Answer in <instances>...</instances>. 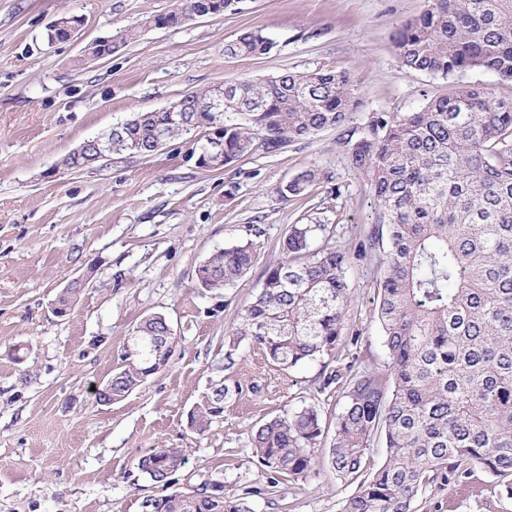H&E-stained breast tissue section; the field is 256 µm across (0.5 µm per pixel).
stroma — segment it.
<instances>
[{
    "instance_id": "obj_1",
    "label": "stroma",
    "mask_w": 512,
    "mask_h": 512,
    "mask_svg": "<svg viewBox=\"0 0 512 512\" xmlns=\"http://www.w3.org/2000/svg\"><path fill=\"white\" fill-rule=\"evenodd\" d=\"M181 0H0V512H141L161 489L136 469L151 449H182L170 491L220 482L254 493L255 512H340L355 487L328 465L326 433L305 479L269 487L252 438L285 409L316 405L333 419L341 383L324 385L321 362L283 372L243 340L225 369L228 336L282 257L291 224L308 210L335 225L354 249L376 220L372 194L342 143L376 112H413L456 87L494 90L512 100V82L483 70L450 79L406 69L394 48L401 24L423 0H237L232 11L176 28L141 27ZM64 14L83 19L71 40L47 44ZM137 39L76 68L84 46L115 29ZM248 30L271 38L266 55L228 57L225 42ZM320 67L346 70L359 104L345 127L256 150L220 170L198 167L192 141L177 138L150 157L66 172L60 159L132 113L169 106L184 94L244 78ZM306 169L325 180L306 196L278 190ZM255 239L258 256L220 291L201 288L197 269L213 253ZM351 337L331 370L381 369L388 362L375 321V259L351 258ZM84 289L65 316L54 312L72 281ZM165 316L177 338L168 367L125 399L104 404L94 388L121 366L132 328ZM241 394L205 433L190 425L203 398L228 380ZM415 512H512L496 479L432 488Z\"/></svg>"
}]
</instances>
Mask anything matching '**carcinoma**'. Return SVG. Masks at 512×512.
Returning a JSON list of instances; mask_svg holds the SVG:
<instances>
[{"instance_id": "obj_1", "label": "carcinoma", "mask_w": 512, "mask_h": 512, "mask_svg": "<svg viewBox=\"0 0 512 512\" xmlns=\"http://www.w3.org/2000/svg\"><path fill=\"white\" fill-rule=\"evenodd\" d=\"M235 0H183L180 9L144 24L179 27L194 15H217ZM135 27L97 39L76 59L112 55L135 39ZM401 64L413 71L449 78L483 69L512 81V0H424L418 15L394 37ZM274 42L258 30L224 43L226 56L271 52ZM224 111L241 121L224 126V165L262 146L274 153L287 141L302 140L343 125L358 105V82L348 71L319 68L224 85ZM211 87L182 97L178 121L170 112H136L112 128L114 160L150 157L164 141L184 131L208 128L209 113L195 104ZM351 164L372 192L377 221L358 255L374 254L376 321L389 362L380 372H350L343 404L334 421L330 465L336 477L357 488L341 512H414L430 486L472 480L476 470L495 478L512 498V101L487 89L458 88L428 100L415 112H379L366 130L343 140ZM95 164L94 153H69L67 171ZM306 169L279 189L301 197L320 181ZM283 258L267 270L262 288L246 305L232 331L225 368L248 338L280 369L332 360L348 335L350 292L345 268L350 254L331 243V227L314 217L293 224ZM257 259L246 240L208 258L197 269L201 287L220 290L243 277ZM137 341L122 355L112 376V397L123 398L168 365L155 338L166 335L158 314L134 328ZM241 384L224 387L197 404L193 429L205 433L224 412V400ZM326 421L313 405L285 409L260 425L252 439L270 487L303 479L316 461ZM386 458L375 470L368 453L376 436ZM183 463L181 450L157 448L135 468L165 488ZM248 490L226 495L222 512H254ZM158 512H216L208 487L186 499L155 497Z\"/></svg>"}]
</instances>
